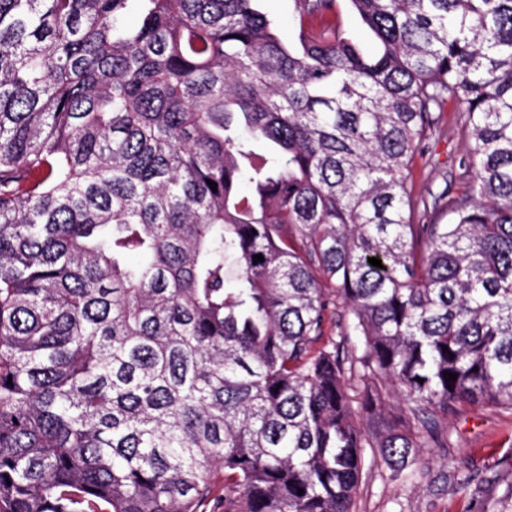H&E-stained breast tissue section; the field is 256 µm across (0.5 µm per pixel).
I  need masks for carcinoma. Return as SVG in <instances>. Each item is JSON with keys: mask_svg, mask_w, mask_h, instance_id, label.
I'll list each match as a JSON object with an SVG mask.
<instances>
[{"mask_svg": "<svg viewBox=\"0 0 512 512\" xmlns=\"http://www.w3.org/2000/svg\"><path fill=\"white\" fill-rule=\"evenodd\" d=\"M130 2L0 0V512H351L512 408V0ZM257 7L274 20L281 36L287 40L293 29L294 2L292 0H261L257 3ZM331 18L336 20V25L349 33L364 47H373L370 32L361 24L357 16L350 11L347 1L337 0L336 15ZM461 110L457 105L448 104L442 118V133L430 141L429 150L415 159L412 179L414 194L429 197L442 192L446 184L451 195L463 190V180L453 177L449 185L450 171L459 174L457 161L464 145L460 136Z\"/></svg>", "mask_w": 512, "mask_h": 512, "instance_id": "obj_1", "label": "carcinoma"}]
</instances>
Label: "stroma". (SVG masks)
Masks as SVG:
<instances>
[{
  "label": "stroma",
  "mask_w": 512,
  "mask_h": 512,
  "mask_svg": "<svg viewBox=\"0 0 512 512\" xmlns=\"http://www.w3.org/2000/svg\"><path fill=\"white\" fill-rule=\"evenodd\" d=\"M461 124L460 108L448 105L441 135L414 162L415 195L462 191V179L450 176L464 148ZM447 428V447L424 455L414 479L394 478L386 467L367 461L352 512H479L483 501L502 497L512 487V409L463 406L449 416ZM462 466L475 474L464 490L454 480Z\"/></svg>",
  "instance_id": "35a3bbf8"
}]
</instances>
